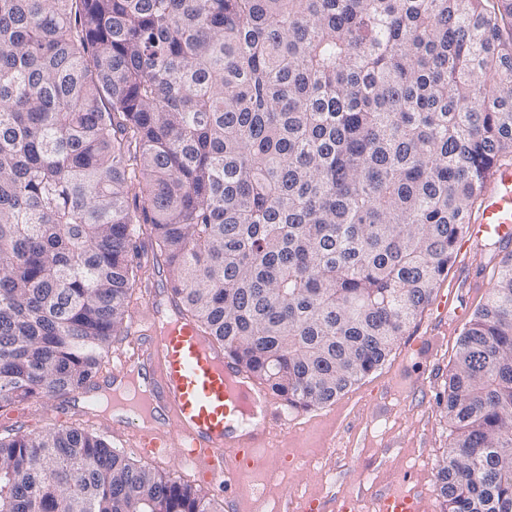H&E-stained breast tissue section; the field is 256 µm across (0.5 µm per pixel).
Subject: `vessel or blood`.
Instances as JSON below:
<instances>
[{
  "mask_svg": "<svg viewBox=\"0 0 512 512\" xmlns=\"http://www.w3.org/2000/svg\"><path fill=\"white\" fill-rule=\"evenodd\" d=\"M492 240L512 245V162L491 167L463 246ZM113 376L148 377L147 394L133 397L136 416L121 434L125 445L156 461L178 449L179 462L203 485L236 487L241 470L276 455V434H293L302 413L241 371L233 357L194 325L163 323L154 308L137 313ZM378 512H422L410 493L384 495Z\"/></svg>",
  "mask_w": 512,
  "mask_h": 512,
  "instance_id": "1",
  "label": "vessel or blood"
}]
</instances>
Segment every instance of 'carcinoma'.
<instances>
[{
    "instance_id": "obj_1",
    "label": "carcinoma",
    "mask_w": 512,
    "mask_h": 512,
    "mask_svg": "<svg viewBox=\"0 0 512 512\" xmlns=\"http://www.w3.org/2000/svg\"><path fill=\"white\" fill-rule=\"evenodd\" d=\"M511 157L512 0H0V410L90 387L162 265L181 319L330 403ZM443 400L447 512H512V254ZM0 512L215 510L87 424L0 436Z\"/></svg>"
}]
</instances>
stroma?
Returning a JSON list of instances; mask_svg holds the SVG:
<instances>
[{"instance_id": "obj_1", "label": "stroma", "mask_w": 512, "mask_h": 512, "mask_svg": "<svg viewBox=\"0 0 512 512\" xmlns=\"http://www.w3.org/2000/svg\"><path fill=\"white\" fill-rule=\"evenodd\" d=\"M504 249L478 245L457 250L440 285L447 294L464 268L499 264ZM461 324L429 305L400 337L384 364L335 402L320 406L322 421L289 440L287 459L243 474L239 482L248 512H301L318 501L323 512L353 500L357 512H377L378 498L401 491L417 495L425 512H444L438 464L450 430L438 403L455 359ZM84 398L47 396L0 412V434L38 432L81 422Z\"/></svg>"}]
</instances>
